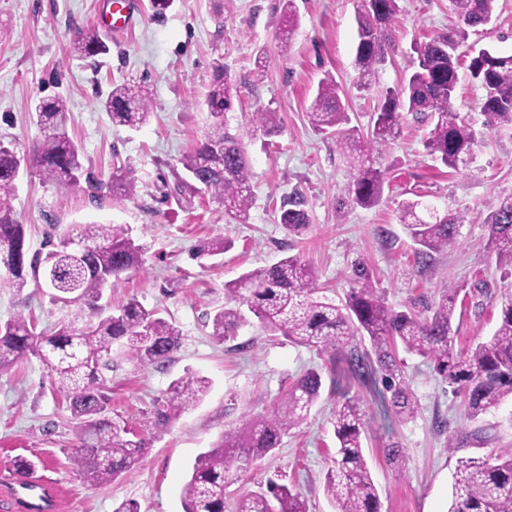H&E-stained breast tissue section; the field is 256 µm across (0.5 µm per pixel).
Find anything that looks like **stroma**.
I'll return each mask as SVG.
<instances>
[{"mask_svg":"<svg viewBox=\"0 0 512 512\" xmlns=\"http://www.w3.org/2000/svg\"><path fill=\"white\" fill-rule=\"evenodd\" d=\"M103 2L0 0V143L28 154L41 137L35 103L59 96L67 103L68 132L83 150L84 165L76 183L21 170L13 206L33 254L43 252L49 237L78 224L127 229L143 247V264L113 286L112 302L135 298L156 310L179 326L181 345L162 367L127 360L123 346L113 345L112 369L105 374L107 415L136 422L149 445L133 469L105 486L88 482L72 465L76 422L45 364L31 356L0 374V504L23 512L13 461L25 456L36 461V476L55 487L52 512H117L130 500L140 512H183L182 488L196 457L245 417L266 413L315 368L323 376L317 405L274 454L242 473L231 495L257 490L278 473L301 488L308 512H333L323 493L336 452L331 418L337 403L351 398L367 423L364 455L381 512H447L458 458L512 446L511 400L478 422L467 421L459 398L429 363L403 352L402 377L417 412L401 422L383 411L381 378L359 383L332 367L327 355L266 335L252 318L234 338L216 343L209 318L226 303L225 282L297 254L314 270L321 295L337 303L354 287L359 262L388 307L398 311L426 312L447 282L466 293L486 282L480 306L467 300L457 305L452 347L464 352L490 338L498 323L497 301L512 290V271L500 268L485 247L489 213L499 198L512 195V131L486 135L468 167L455 172L427 154L429 125L406 118L399 135L375 157L386 179L381 201L340 215L331 202L345 197L353 171L335 139L307 117L320 80L332 76L346 96L351 125L366 128L378 91L412 72L414 40L457 26L449 0H399L396 47L364 91L354 86L355 0H297L301 26L286 51L277 0H173L162 10L151 0H130L133 23L106 35L108 55L94 60L71 54L76 30L96 25ZM479 48L512 53V0H497L494 19L469 32L458 52L466 59ZM260 56L266 60L261 72L255 66ZM218 60L234 87L224 121L251 159L253 206L245 224L211 197L191 194L179 162L210 129L204 98ZM132 80L152 92V116L137 130L113 125L100 105L113 83ZM260 109L277 113L279 135L251 133V114ZM118 170L130 184L129 195L120 199L107 187ZM295 191L304 195L312 217L297 237L277 222L283 197ZM415 197L439 212L465 217L456 244L428 267L417 263L400 220V203ZM215 237L231 240V249L191 259L199 241ZM19 314L47 333L67 317L66 309L52 303L49 288L32 281L15 288L0 269V322ZM189 371L209 379L207 394L167 428H155V402ZM442 422L447 431L439 430ZM451 432L464 437L452 451L446 447Z\"/></svg>","mask_w":512,"mask_h":512,"instance_id":"1","label":"stroma"}]
</instances>
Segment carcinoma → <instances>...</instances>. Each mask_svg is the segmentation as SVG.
I'll return each instance as SVG.
<instances>
[{"label": "carcinoma", "instance_id": "1", "mask_svg": "<svg viewBox=\"0 0 512 512\" xmlns=\"http://www.w3.org/2000/svg\"><path fill=\"white\" fill-rule=\"evenodd\" d=\"M450 2L459 26L414 43L416 69L403 84L379 92L366 131L343 128L349 118L340 86L330 76L319 83L307 116L312 125L336 138V148L355 170L348 196L334 203L338 211L380 202L384 174L371 156L399 134L405 113L431 124L424 147L444 166L457 170L472 160L484 132L458 115L457 49L467 29L484 26L493 18L496 0ZM279 5L281 19L288 25V38L281 45L286 52L300 16L296 0H279ZM398 12V0H357L354 67L356 86L362 90L369 88L370 78L394 47L392 32ZM70 50L81 58H94L108 53L109 47L99 31L88 26L77 31ZM468 70L483 90L477 110L485 117V132L512 127V55L482 48L470 58ZM232 90L224 63L216 62L205 98L211 130L179 163L193 181V192L221 203L237 223L246 224L253 205L251 161L239 138L224 127V114L233 104ZM101 106L119 126L138 128L151 117L150 92L144 85H116ZM35 110L42 136L25 159L27 167L47 181L77 182L83 172L82 148L69 136L65 101L41 99ZM251 126L267 137L280 132L277 113L269 110L252 113ZM19 169L14 149L0 143V266L18 289L26 285L27 269L36 282L46 277L53 290L51 300L74 306L76 311L59 321L50 334L37 331L34 319L24 315L0 323V374L30 355L50 368L57 391L78 421L81 446L73 449V466L85 479L105 486L137 465L148 445L127 422L105 415L108 397L102 370L112 364V345L122 340L129 358L161 365L177 351L181 330L135 298L111 310L100 307L105 288L142 264L141 246L120 225L81 224L75 233L49 238L45 256L28 257L24 224L13 206ZM107 187L114 197L130 191L121 172L111 175ZM419 206L418 201L402 202L401 221L416 244L417 263L428 265L435 254L455 245L464 216L429 211L422 217ZM278 222L291 236H300L309 228L312 220L303 195L294 192L283 199ZM487 224V250L499 266L512 269V195L499 199ZM230 246L222 237L209 239L195 246L191 256L201 260L221 255ZM358 278L359 286L337 305L318 295L314 272L298 255L254 268L224 284L228 303L210 317L211 336L222 343L235 335L242 319L240 307L245 305L269 335L340 355L359 381L366 383L381 373L391 392V408L402 422L414 418L416 402L406 384L397 380L401 375L398 346L432 365L461 399L464 414L472 422L512 399V293L499 300V322L490 340L456 353L452 321L460 289L444 284L439 300L422 316L388 307L365 269L358 271ZM365 341L370 344L368 351L361 348ZM322 385L321 372L307 370L266 414L224 433L212 448L199 454L183 487L184 512H226L229 488L239 473L273 453L283 437L306 420ZM208 388V379L193 373L173 381L162 403L155 406L154 425L168 426L198 403ZM333 429L336 458L325 475L324 494L335 512H380L378 488L362 446L365 422L355 401L346 399L336 405ZM232 512H308L307 499L296 487L269 479L258 490L239 495ZM448 512H512V447L490 458L458 461Z\"/></svg>", "mask_w": 512, "mask_h": 512}]
</instances>
